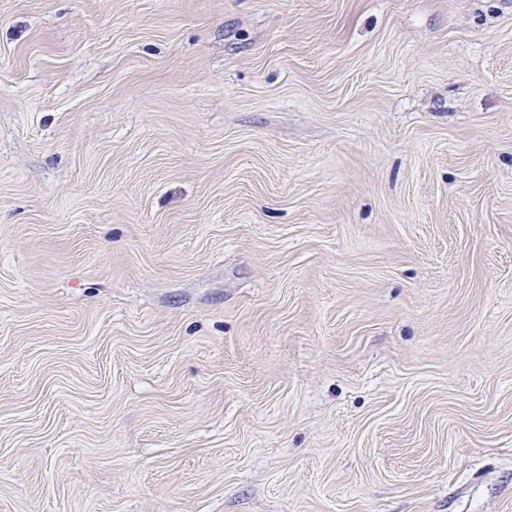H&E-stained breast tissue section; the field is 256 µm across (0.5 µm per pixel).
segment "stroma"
Returning <instances> with one entry per match:
<instances>
[{"label":"stroma","instance_id":"1","mask_svg":"<svg viewBox=\"0 0 512 512\" xmlns=\"http://www.w3.org/2000/svg\"><path fill=\"white\" fill-rule=\"evenodd\" d=\"M0 512H512V0H0Z\"/></svg>","mask_w":512,"mask_h":512}]
</instances>
